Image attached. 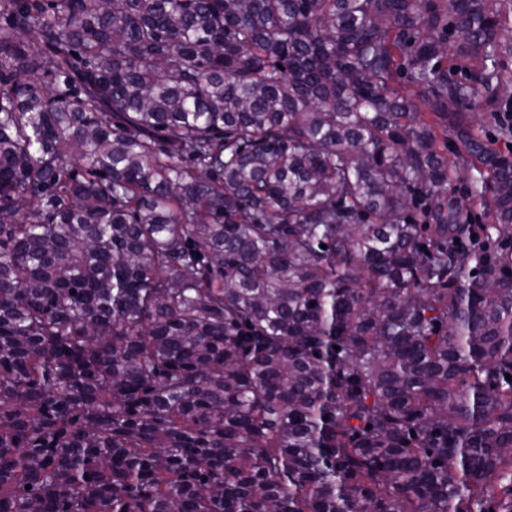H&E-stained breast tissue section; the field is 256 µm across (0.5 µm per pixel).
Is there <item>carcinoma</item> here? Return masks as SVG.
<instances>
[{"label":"carcinoma","instance_id":"1","mask_svg":"<svg viewBox=\"0 0 512 512\" xmlns=\"http://www.w3.org/2000/svg\"><path fill=\"white\" fill-rule=\"evenodd\" d=\"M511 24L0 0V512H512ZM502 124L498 119L490 118L485 121L483 125V139L490 144L491 147L500 151H511L512 149V136L505 134L502 131ZM511 144V147H508ZM510 148V149H508ZM448 163L452 167L451 190L448 195L458 204L461 223H468V212L472 213L478 219V224H491L492 219L487 209L480 202L473 198L469 192L471 182V172L463 166L462 161L451 143H448Z\"/></svg>","mask_w":512,"mask_h":512}]
</instances>
